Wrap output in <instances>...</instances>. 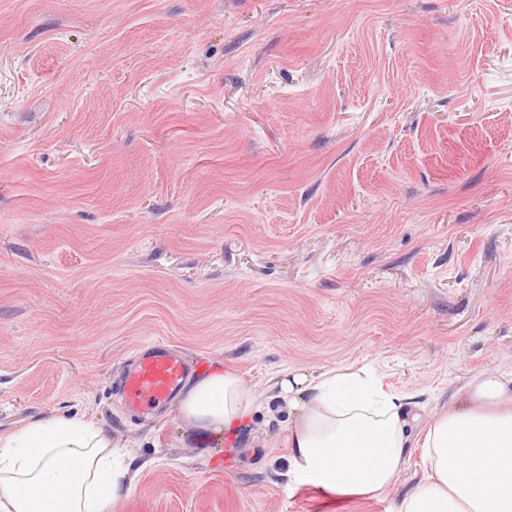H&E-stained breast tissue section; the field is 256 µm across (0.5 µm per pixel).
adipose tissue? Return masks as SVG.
Returning <instances> with one entry per match:
<instances>
[{
	"label": "adipose tissue",
	"instance_id": "obj_1",
	"mask_svg": "<svg viewBox=\"0 0 512 512\" xmlns=\"http://www.w3.org/2000/svg\"><path fill=\"white\" fill-rule=\"evenodd\" d=\"M273 387L291 414L289 465L321 493L388 495L416 445L422 478L395 512H512V373L468 380L454 406L429 411L415 438L403 397L362 370L293 372ZM177 404L185 424L232 437L256 410L257 396L219 366ZM127 459L86 418L0 433V512H115L133 488Z\"/></svg>",
	"mask_w": 512,
	"mask_h": 512
}]
</instances>
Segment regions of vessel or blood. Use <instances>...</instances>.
<instances>
[{
	"label": "vessel or blood",
	"mask_w": 512,
	"mask_h": 512,
	"mask_svg": "<svg viewBox=\"0 0 512 512\" xmlns=\"http://www.w3.org/2000/svg\"><path fill=\"white\" fill-rule=\"evenodd\" d=\"M188 376L186 359L166 343L143 345L121 378L126 411L141 417L153 414L176 395Z\"/></svg>",
	"instance_id": "vessel-or-blood-1"
}]
</instances>
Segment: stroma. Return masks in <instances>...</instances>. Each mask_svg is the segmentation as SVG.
<instances>
[{"instance_id": "stroma-1", "label": "stroma", "mask_w": 512, "mask_h": 512, "mask_svg": "<svg viewBox=\"0 0 512 512\" xmlns=\"http://www.w3.org/2000/svg\"><path fill=\"white\" fill-rule=\"evenodd\" d=\"M162 340L268 410L235 439L114 378ZM446 409L512 371V0H0V432L86 417L116 512H392L288 466L290 371Z\"/></svg>"}]
</instances>
